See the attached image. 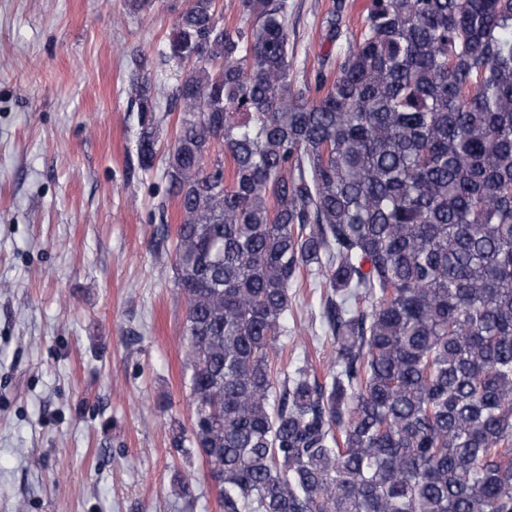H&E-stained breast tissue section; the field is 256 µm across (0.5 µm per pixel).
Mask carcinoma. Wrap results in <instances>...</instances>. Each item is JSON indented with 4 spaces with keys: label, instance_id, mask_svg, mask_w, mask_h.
Masks as SVG:
<instances>
[{
    "label": "carcinoma",
    "instance_id": "carcinoma-1",
    "mask_svg": "<svg viewBox=\"0 0 512 512\" xmlns=\"http://www.w3.org/2000/svg\"><path fill=\"white\" fill-rule=\"evenodd\" d=\"M187 0L191 68L164 155L182 213L188 441L222 512H512V0L341 10L332 72L299 76L288 0ZM157 158L164 87L131 86ZM327 289L332 367L279 379L288 290ZM345 5L343 21L348 31L357 34L363 25V9L367 0H342Z\"/></svg>",
    "mask_w": 512,
    "mask_h": 512
}]
</instances>
